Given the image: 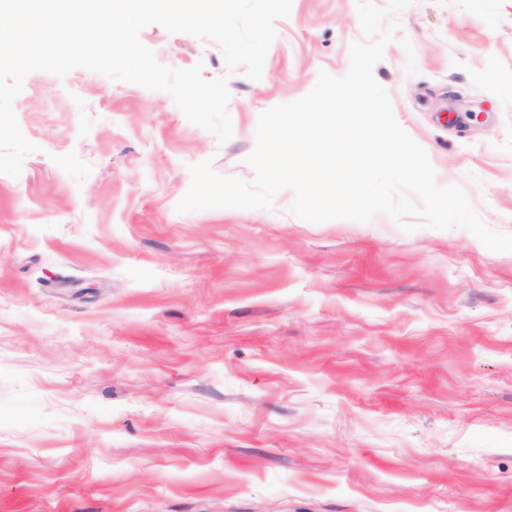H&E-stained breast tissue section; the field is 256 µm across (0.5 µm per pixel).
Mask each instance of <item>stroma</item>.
<instances>
[{"mask_svg": "<svg viewBox=\"0 0 512 512\" xmlns=\"http://www.w3.org/2000/svg\"><path fill=\"white\" fill-rule=\"evenodd\" d=\"M374 66L441 186L512 235V0H415ZM233 136L163 91L27 75L37 150L0 173V512H512V251L288 210L180 213L190 168L253 182L260 115L340 77L357 0H292Z\"/></svg>", "mask_w": 512, "mask_h": 512, "instance_id": "stroma-1", "label": "stroma"}]
</instances>
